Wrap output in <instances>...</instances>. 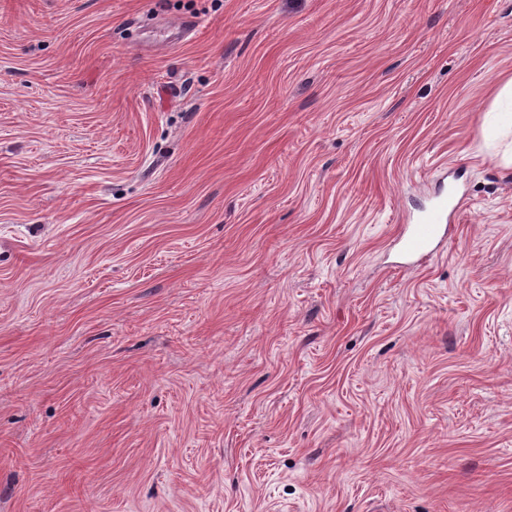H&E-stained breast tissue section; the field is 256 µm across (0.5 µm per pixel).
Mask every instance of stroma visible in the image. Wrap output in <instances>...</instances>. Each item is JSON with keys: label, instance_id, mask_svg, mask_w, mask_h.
<instances>
[{"label": "stroma", "instance_id": "obj_1", "mask_svg": "<svg viewBox=\"0 0 512 512\" xmlns=\"http://www.w3.org/2000/svg\"><path fill=\"white\" fill-rule=\"evenodd\" d=\"M509 75L512 0H0V512H512ZM512 77L497 87L484 114L482 135L487 151L506 167L512 166ZM449 198H440L416 224H410L403 236V249L408 256L422 255L431 246L448 216Z\"/></svg>", "mask_w": 512, "mask_h": 512}]
</instances>
